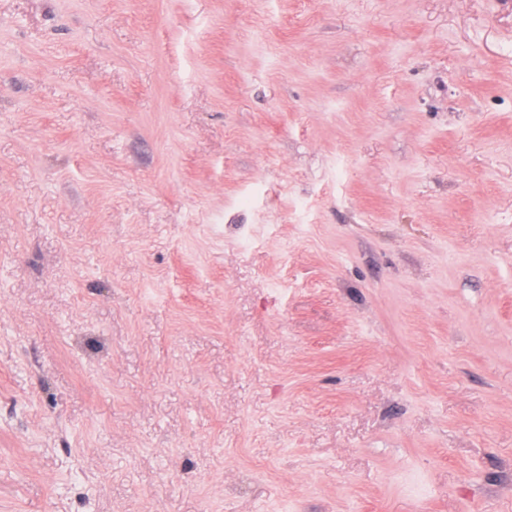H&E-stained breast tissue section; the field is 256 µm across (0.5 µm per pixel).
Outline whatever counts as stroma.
<instances>
[{
    "instance_id": "35a3bbf8",
    "label": "stroma",
    "mask_w": 512,
    "mask_h": 512,
    "mask_svg": "<svg viewBox=\"0 0 512 512\" xmlns=\"http://www.w3.org/2000/svg\"><path fill=\"white\" fill-rule=\"evenodd\" d=\"M0 512H512V0H0Z\"/></svg>"
}]
</instances>
